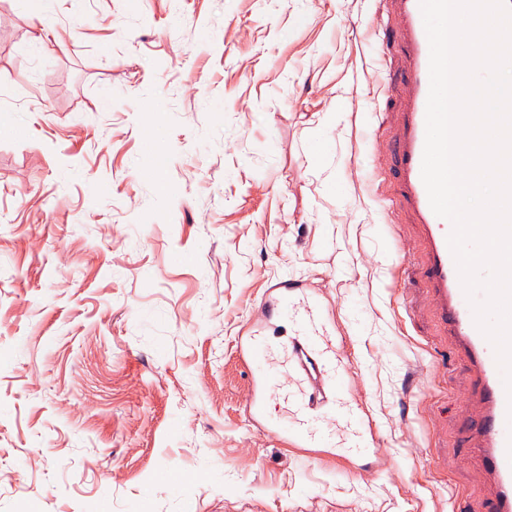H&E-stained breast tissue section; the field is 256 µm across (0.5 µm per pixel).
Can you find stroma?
Listing matches in <instances>:
<instances>
[{
  "label": "stroma",
  "instance_id": "35a3bbf8",
  "mask_svg": "<svg viewBox=\"0 0 512 512\" xmlns=\"http://www.w3.org/2000/svg\"><path fill=\"white\" fill-rule=\"evenodd\" d=\"M377 0H0V512H482L472 377L397 205ZM322 294L376 427L303 451L235 354Z\"/></svg>",
  "mask_w": 512,
  "mask_h": 512
}]
</instances>
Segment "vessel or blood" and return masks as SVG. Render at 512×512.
Returning a JSON list of instances; mask_svg holds the SVG:
<instances>
[{"instance_id":"b4317fda","label":"vessel or blood","mask_w":512,"mask_h":512,"mask_svg":"<svg viewBox=\"0 0 512 512\" xmlns=\"http://www.w3.org/2000/svg\"><path fill=\"white\" fill-rule=\"evenodd\" d=\"M380 25L401 53L405 95L393 138L397 193L425 241L426 257L419 271L436 303V315L462 354V365L475 387L461 396L479 411L469 424L470 441L482 472L492 485L484 512H512V402L490 342L476 327L471 306L460 283L447 243L450 223L431 209L421 178L425 117L429 94V42L419 0H381ZM263 321L252 324L236 342V354L250 372L253 397L247 405L251 420L263 433L284 445L302 446L315 438L314 423L325 405L349 410L339 389L345 363L330 345L319 298L300 281L272 284L259 302ZM285 314L295 326L281 350L263 336L267 319ZM296 371L297 393L293 421L271 424L272 401L278 400L271 380L274 369Z\"/></svg>"}]
</instances>
